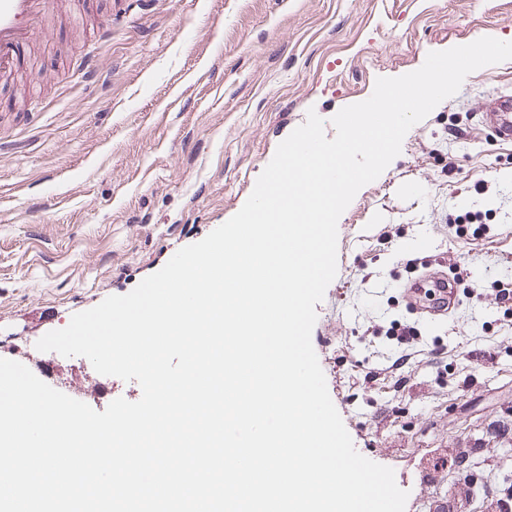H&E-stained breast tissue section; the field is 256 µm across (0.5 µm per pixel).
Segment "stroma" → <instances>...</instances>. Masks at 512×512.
Returning a JSON list of instances; mask_svg holds the SVG:
<instances>
[{
    "label": "stroma",
    "instance_id": "1",
    "mask_svg": "<svg viewBox=\"0 0 512 512\" xmlns=\"http://www.w3.org/2000/svg\"><path fill=\"white\" fill-rule=\"evenodd\" d=\"M111 27V40L100 38ZM512 42V0H85L38 25L12 80L0 81V358L132 291L170 255L235 215L280 142L306 120L368 99L442 51ZM512 87L502 62L466 77L406 134L400 154L338 221L337 275L311 340L356 450L420 477L448 462L469 512L512 494V146L475 114ZM468 199L493 240L459 233ZM427 233L467 299L442 328L432 368L393 370L404 249ZM51 307V325L35 328ZM504 435L490 433L496 420Z\"/></svg>",
    "mask_w": 512,
    "mask_h": 512
}]
</instances>
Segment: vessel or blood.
Segmentation results:
<instances>
[{
    "mask_svg": "<svg viewBox=\"0 0 512 512\" xmlns=\"http://www.w3.org/2000/svg\"><path fill=\"white\" fill-rule=\"evenodd\" d=\"M56 4L57 0H0V79L12 76L18 69L34 27ZM477 119L495 141L512 143V92L490 94ZM428 247L427 239L420 236L407 249L405 264L410 274L399 283L400 298L415 323L440 325L456 314L462 297L447 270L430 269ZM20 361L42 381L80 401L98 397L106 388L98 380L82 385L60 382L56 366L30 353L23 354Z\"/></svg>",
    "mask_w": 512,
    "mask_h": 512,
    "instance_id": "obj_1",
    "label": "vessel or blood"
}]
</instances>
